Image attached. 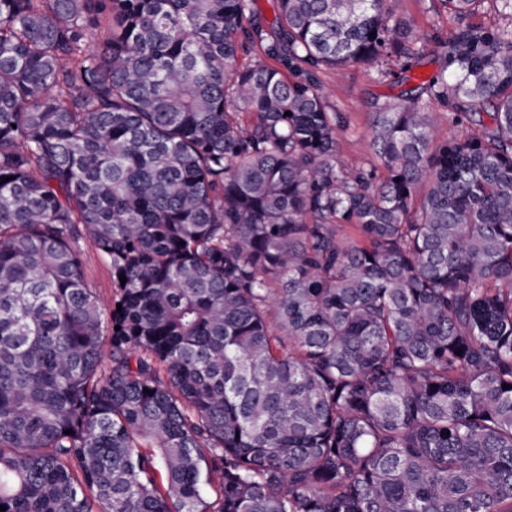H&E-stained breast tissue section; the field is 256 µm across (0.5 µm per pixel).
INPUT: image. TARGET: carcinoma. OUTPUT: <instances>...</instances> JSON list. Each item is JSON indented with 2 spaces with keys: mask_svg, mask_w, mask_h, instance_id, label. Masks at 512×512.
Wrapping results in <instances>:
<instances>
[{
  "mask_svg": "<svg viewBox=\"0 0 512 512\" xmlns=\"http://www.w3.org/2000/svg\"><path fill=\"white\" fill-rule=\"evenodd\" d=\"M254 2L0 0L3 512H512V0L350 169L399 0ZM80 259L85 283L103 304H110L113 295L112 267L104 255L91 243L81 246Z\"/></svg>",
  "mask_w": 512,
  "mask_h": 512,
  "instance_id": "carcinoma-1",
  "label": "carcinoma"
}]
</instances>
